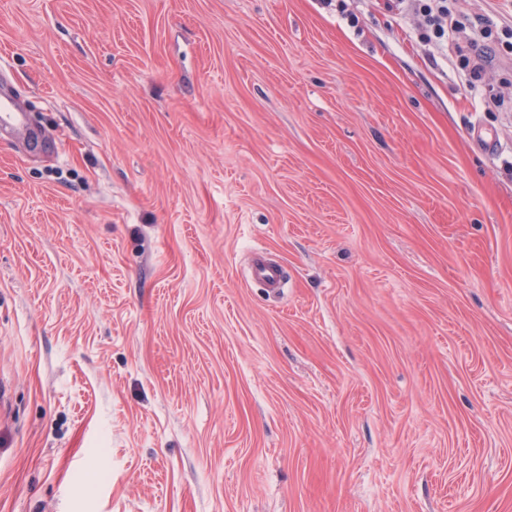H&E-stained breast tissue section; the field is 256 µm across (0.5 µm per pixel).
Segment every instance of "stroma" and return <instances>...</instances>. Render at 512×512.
Returning <instances> with one entry per match:
<instances>
[{
  "instance_id": "obj_1",
  "label": "stroma",
  "mask_w": 512,
  "mask_h": 512,
  "mask_svg": "<svg viewBox=\"0 0 512 512\" xmlns=\"http://www.w3.org/2000/svg\"><path fill=\"white\" fill-rule=\"evenodd\" d=\"M422 25L0 0V512H512V58ZM26 127L25 113L15 106L0 101V130L8 134H19ZM250 273L255 280L272 291L280 288L284 279V268L282 265L267 257L261 251H256L252 254Z\"/></svg>"
}]
</instances>
